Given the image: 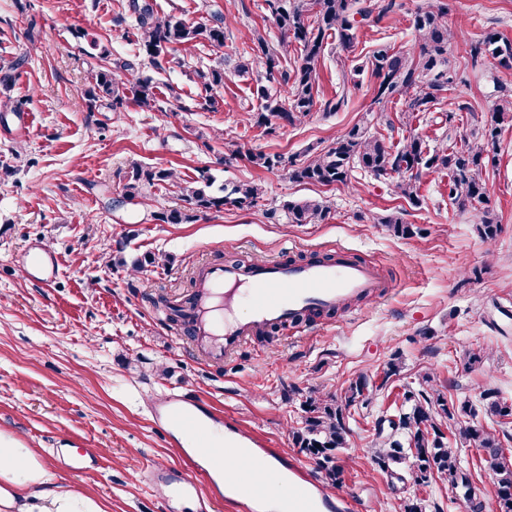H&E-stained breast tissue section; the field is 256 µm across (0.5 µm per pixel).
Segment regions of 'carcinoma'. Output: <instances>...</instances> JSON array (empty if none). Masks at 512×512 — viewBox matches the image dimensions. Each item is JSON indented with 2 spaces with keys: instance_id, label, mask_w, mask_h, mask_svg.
I'll return each mask as SVG.
<instances>
[{
  "instance_id": "carcinoma-1",
  "label": "carcinoma",
  "mask_w": 512,
  "mask_h": 512,
  "mask_svg": "<svg viewBox=\"0 0 512 512\" xmlns=\"http://www.w3.org/2000/svg\"><path fill=\"white\" fill-rule=\"evenodd\" d=\"M266 10L273 20L280 39L298 46L300 57L291 70H279L277 50L258 34L254 39V55L234 60L227 56L219 65L201 71L204 94L197 103L199 109L216 112L220 107L216 89L224 86L228 74H248L258 69L256 94L260 107L250 114L254 125L273 134L282 124L302 122L315 108L326 113L338 112L347 104L348 85H356L364 72L374 78L373 102L388 104L407 94L409 100L404 112L407 122L418 114L433 112L438 95L455 84L457 74L451 70L448 50L455 33L448 29L444 19L445 8L440 0H426L414 14L411 27L413 45L397 48L388 42L374 45L366 61L342 69V85L327 100L318 97L319 68L328 46V39H336V48L348 53L355 46L361 22L374 13L371 6L356 7L357 0H265ZM130 7L137 14V27L131 35L142 46L148 61L156 69L173 64L182 67L185 58L180 49H189L199 43L212 50L224 51L227 18L213 15L211 19L189 24L171 14L161 15L151 0H131ZM474 56L488 54L501 64L512 68V41L496 31L487 32L473 48ZM134 65L124 62L115 68L99 70L93 84L86 91L89 110L100 102L117 112L127 100L142 111L163 109V100L151 78L131 80ZM455 115L448 113L446 142L439 147L429 145L417 135H410L400 146H394L379 132H371V120L353 125L336 141L317 150H306L307 158L288 157L283 153L250 152L245 155L252 167L263 170L281 169L289 181L323 186H347L353 169L360 168L377 179L391 182L395 195L413 206L421 204L420 177L423 171L448 170V199L463 212H473V223L486 241L495 240L501 224L488 205V188L483 171L490 161L489 152L499 141L502 126L512 124V93H502L494 107L490 121L472 134L473 140L460 148L453 147L457 138ZM160 184L179 189L184 208L164 209L154 215L163 224H188L209 212H220L224 207L251 210L265 195L258 182H239L232 186L214 187V179L206 169L198 170L192 180H183L171 168L135 165L122 187L128 200L141 197L144 191ZM282 211L290 224H317L326 220L330 206L317 201H286ZM399 237H410L418 232L397 213L382 218ZM384 375L379 390L402 401L398 417L402 427L393 434H379L371 427L370 459L380 471L387 472L394 465L406 464L417 479V485L428 487L433 480L447 483L453 490L459 478L467 473L487 468L496 475L497 488L489 512H512V466L503 461L504 444L512 441L507 425L512 423V400L502 396L496 388H488L481 395L484 414L490 424L478 419V413L468 400H456L432 387L417 392L404 385L394 391L389 383L399 376V366L389 361L382 369ZM370 377L358 375L338 394L324 395L310 390L302 395L301 427L295 431V443L315 462L331 483L340 479L336 451L346 447L350 407L364 392H375ZM458 427V436L450 439L444 425ZM474 448L477 462L470 463L461 454L462 448Z\"/></svg>"
}]
</instances>
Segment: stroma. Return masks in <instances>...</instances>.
<instances>
[{
  "instance_id": "obj_1",
  "label": "stroma",
  "mask_w": 512,
  "mask_h": 512,
  "mask_svg": "<svg viewBox=\"0 0 512 512\" xmlns=\"http://www.w3.org/2000/svg\"><path fill=\"white\" fill-rule=\"evenodd\" d=\"M422 0H395L378 24L363 23L349 58L362 63L372 46L410 47V20ZM459 38L449 59L459 83L442 93L438 113L456 115L459 137L490 120L500 88L512 89V68L471 44L497 31L512 39V0H441ZM159 13L197 22L217 11L230 19L227 51L250 50L254 33L279 38L264 0H155ZM136 18L128 0H0V61L24 58L9 91L32 113L26 139L10 135L18 120L0 112V434L31 448L56 486L93 502L100 512H166L147 479L151 463L176 464L180 448L152 419L161 395L194 396L266 439L307 469L314 462L295 446L299 393L339 392L359 374L381 372L399 359L401 384L423 377L447 389L456 362L457 398L478 402L497 387L512 399V125L503 127L485 179L501 220L484 241L470 214L448 198L447 172H423L421 206L393 195L386 182L356 171L350 187L294 184L282 173L253 168L246 152L304 155L336 140L372 112L398 119L405 99L374 104L363 75L335 113L314 110L274 134L250 124L259 102L254 75H229L216 112L191 108L199 71L215 65L208 47L187 50L186 64L166 71L144 61L129 35ZM137 63L158 82L164 100L186 111L88 110L85 92L99 63ZM177 170L209 168L217 183L262 182L266 195L252 210L227 208L190 224H162L153 214L181 206L174 189L151 188L126 200L122 187L134 165ZM329 203L319 224H290L267 213L287 201ZM401 211L418 227L395 236L380 217ZM32 247L57 252L60 271L35 281L19 265ZM348 248L374 264L387 282L382 295L353 302L334 319L315 316L250 337L221 363L209 362L171 321L169 303L193 295L207 263L306 261ZM166 255L165 264L134 271L119 253ZM484 352L476 369L470 353ZM389 401L374 394L352 407L349 446L338 454V493L355 512H403L412 486L374 470L365 450L368 422ZM97 453L100 468L73 473L57 466L55 449Z\"/></svg>"
}]
</instances>
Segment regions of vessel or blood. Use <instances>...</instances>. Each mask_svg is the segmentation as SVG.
I'll use <instances>...</instances> for the list:
<instances>
[{
    "label": "vessel or blood",
    "mask_w": 512,
    "mask_h": 512,
    "mask_svg": "<svg viewBox=\"0 0 512 512\" xmlns=\"http://www.w3.org/2000/svg\"><path fill=\"white\" fill-rule=\"evenodd\" d=\"M21 263L43 280L53 279L59 258L50 250L27 251ZM202 289L188 319L190 332L208 360L223 361L240 350L247 336L270 323L302 316L310 309H341L363 295L376 294L384 283L377 269L356 260L351 252L339 250L335 260L285 263L265 261L250 269L214 262L204 269ZM156 424L170 434L181 433L188 419H196L198 429L224 423L223 415L201 409L185 395L173 394L157 401L152 409ZM249 448L267 459L281 463L293 483L288 512H353L351 501L340 495L325 494L320 483L294 460L283 457L265 440L250 438ZM222 457L203 461L183 451L180 467H151L148 478L164 500L182 496L205 497L208 501L227 500L240 512H261L264 486L247 471L234 481L217 476Z\"/></svg>",
    "instance_id": "obj_1"
}]
</instances>
